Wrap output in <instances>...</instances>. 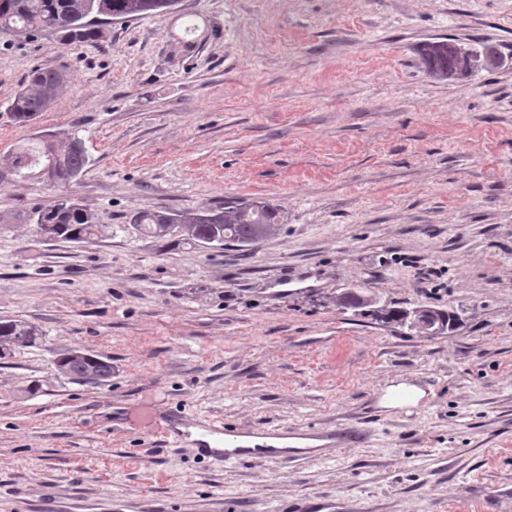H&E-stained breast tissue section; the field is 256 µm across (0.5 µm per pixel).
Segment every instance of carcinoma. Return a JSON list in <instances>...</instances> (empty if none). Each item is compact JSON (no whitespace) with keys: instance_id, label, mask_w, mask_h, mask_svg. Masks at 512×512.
<instances>
[{"instance_id":"carcinoma-1","label":"carcinoma","mask_w":512,"mask_h":512,"mask_svg":"<svg viewBox=\"0 0 512 512\" xmlns=\"http://www.w3.org/2000/svg\"><path fill=\"white\" fill-rule=\"evenodd\" d=\"M178 0H0V30L24 35L51 33L64 45L94 42L101 37L97 19L165 16L173 12ZM421 55L427 68L445 70L457 68L454 42L443 39L425 43ZM69 82L68 73L58 67L34 69L16 91L9 111L23 125L35 122L40 113L48 111L61 90ZM54 164L51 182L65 186L87 165L82 141L73 133L37 135L18 145L8 166L0 169V182L12 177L21 179L43 177L44 167ZM26 220L36 225L58 227V238L82 242L98 231L94 215L75 198L63 197L48 207H36L26 214ZM136 233L149 238L160 250L171 245L224 244L254 246L275 235L280 228L278 208L267 201H233L224 206L182 212H141L132 217ZM373 316L385 324L410 326V314L404 309L381 307ZM43 331L22 321H0V339L11 348L36 345ZM58 371L72 380L102 384L112 377V362L99 355L72 351L59 354L55 360Z\"/></svg>"}]
</instances>
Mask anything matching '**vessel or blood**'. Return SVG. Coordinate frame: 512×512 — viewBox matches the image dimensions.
Here are the masks:
<instances>
[{"mask_svg":"<svg viewBox=\"0 0 512 512\" xmlns=\"http://www.w3.org/2000/svg\"><path fill=\"white\" fill-rule=\"evenodd\" d=\"M165 432L177 447L193 448L208 454L219 463L243 459L265 461L297 460L311 454V442L322 447H356L361 441L360 430L339 424L315 431L286 429L273 433L261 429L227 430L216 420H191L183 426L166 425Z\"/></svg>","mask_w":512,"mask_h":512,"instance_id":"vessel-or-blood-1","label":"vessel or blood"}]
</instances>
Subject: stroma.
<instances>
[{
    "label": "stroma",
    "mask_w": 512,
    "mask_h": 512,
    "mask_svg": "<svg viewBox=\"0 0 512 512\" xmlns=\"http://www.w3.org/2000/svg\"><path fill=\"white\" fill-rule=\"evenodd\" d=\"M101 29L0 31V163L62 130L88 157L66 186L0 183V320L44 332L0 359V512H512V0H180ZM440 37L500 63L434 76ZM49 65L70 83L20 125L7 106ZM64 195L89 241L26 222ZM239 199L276 206L277 235L162 251L130 226ZM348 291L458 324L424 336ZM69 349L111 378L59 373ZM400 382L424 398L381 406ZM135 407L365 438L222 466L131 428ZM80 350H69L59 354L55 360L58 371L70 379L91 384H102L112 376V362L108 358L83 352L80 357L72 353Z\"/></svg>",
    "instance_id": "obj_1"
}]
</instances>
